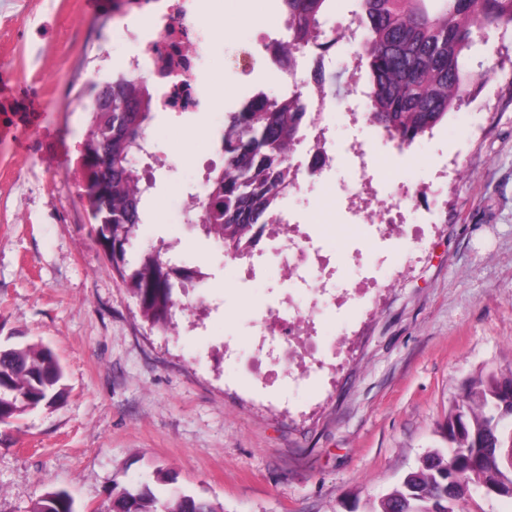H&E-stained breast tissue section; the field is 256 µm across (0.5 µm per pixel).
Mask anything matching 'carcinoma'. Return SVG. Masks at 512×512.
<instances>
[{"instance_id":"1","label":"carcinoma","mask_w":512,"mask_h":512,"mask_svg":"<svg viewBox=\"0 0 512 512\" xmlns=\"http://www.w3.org/2000/svg\"><path fill=\"white\" fill-rule=\"evenodd\" d=\"M330 0H288L291 56L317 43ZM361 62L367 67L368 112L398 145H411L448 118L456 103L489 69L476 71L473 50L492 29L512 26V0H359ZM112 111H102L103 98ZM154 95L142 79L107 84L95 97L78 164L96 231L110 246L112 264L137 298L143 316L167 328L176 282L157 253L140 257L131 272L125 245L142 223L145 182L136 156L149 144ZM305 116L302 94L265 97L224 118V166L208 170L206 189L191 196L189 224L215 242L247 248L269 224L288 187V152ZM64 371L43 344L0 347V422L64 398ZM448 448L421 465L372 505L371 512H464L465 490L478 482L512 499V373L472 382L448 413ZM110 512H222L210 501L179 493L162 501L146 482L111 490ZM30 512H76L64 490H48Z\"/></svg>"}]
</instances>
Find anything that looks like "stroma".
I'll use <instances>...</instances> for the list:
<instances>
[{
  "label": "stroma",
  "mask_w": 512,
  "mask_h": 512,
  "mask_svg": "<svg viewBox=\"0 0 512 512\" xmlns=\"http://www.w3.org/2000/svg\"><path fill=\"white\" fill-rule=\"evenodd\" d=\"M194 18L225 27L201 79L205 112L155 110L156 186L129 260L161 252L198 282L178 297L168 330L153 326L93 231L76 169L95 84L134 51L112 26V0H0V346L40 342L64 367L65 402L0 423V512H30L44 489L67 490L78 512H107L114 484L151 483L222 512H368L431 450L468 384L512 370V28L491 31L476 62L493 68L410 155L362 130L375 165L408 188L434 184L440 203L419 246L398 245L363 309L320 311L309 341L338 355L288 389L309 362L285 336L257 348L271 300L288 302L273 252L242 283L247 258L185 221L189 194L224 154L199 127L223 129L260 30L237 0H194ZM324 92L328 134L352 129L336 84ZM323 245L344 279L372 265L365 229L337 227ZM170 482L155 481L156 471Z\"/></svg>",
  "instance_id": "stroma-1"
}]
</instances>
